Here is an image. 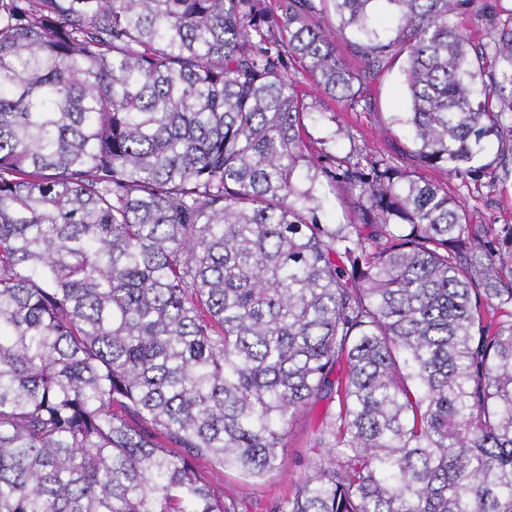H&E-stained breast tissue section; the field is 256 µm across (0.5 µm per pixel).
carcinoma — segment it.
I'll return each mask as SVG.
<instances>
[{"label": "carcinoma", "instance_id": "1", "mask_svg": "<svg viewBox=\"0 0 512 512\" xmlns=\"http://www.w3.org/2000/svg\"><path fill=\"white\" fill-rule=\"evenodd\" d=\"M320 2L0 0V512H236L201 461L320 399L275 512H512V225L314 150L298 80L351 108L402 42L411 157L477 182L512 15L473 59L474 0Z\"/></svg>", "mask_w": 512, "mask_h": 512}]
</instances>
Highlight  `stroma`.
<instances>
[{"label": "stroma", "instance_id": "obj_1", "mask_svg": "<svg viewBox=\"0 0 512 512\" xmlns=\"http://www.w3.org/2000/svg\"><path fill=\"white\" fill-rule=\"evenodd\" d=\"M406 54H399L389 69L382 71L364 90L355 107L346 108L318 90H311L309 100L316 107L305 121L316 147L346 156L351 148L410 164L411 143L400 118L407 111L402 69ZM501 136L490 137L481 158L488 164L485 176L477 182L448 175L443 170L426 171L427 180L448 185L466 204L470 221L495 228L512 225V177L503 178L499 160L512 152V118L504 117ZM321 405L309 406L294 414L279 450V469L264 479L247 478L238 472L205 465L210 482L233 499L238 512H274L278 501L306 478L312 463L320 455L313 440L320 423Z\"/></svg>", "mask_w": 512, "mask_h": 512}]
</instances>
